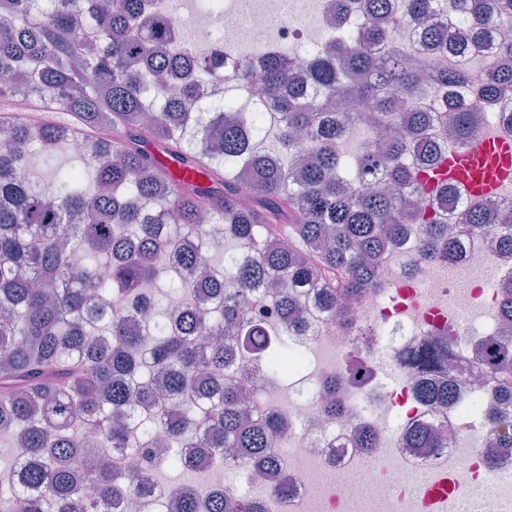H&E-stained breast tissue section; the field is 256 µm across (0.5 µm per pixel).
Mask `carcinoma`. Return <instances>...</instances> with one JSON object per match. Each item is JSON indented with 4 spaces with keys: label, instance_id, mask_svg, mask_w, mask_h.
<instances>
[{
    "label": "carcinoma",
    "instance_id": "carcinoma-1",
    "mask_svg": "<svg viewBox=\"0 0 512 512\" xmlns=\"http://www.w3.org/2000/svg\"><path fill=\"white\" fill-rule=\"evenodd\" d=\"M155 0H0V435L15 450L0 476V512H113L151 496L158 470L228 468L225 449L266 470L286 421L243 409L244 387L224 375L236 352L277 367L284 333L244 312L260 285L273 295L284 324H296L297 294L319 289L323 308L380 279L381 263L427 226L421 256L452 253L460 224L470 235H494L512 258V205L429 184L445 157L436 128L461 149L478 138L475 113L512 115V41H490L512 29V0H406L416 35L429 52L454 48L474 64L491 50L499 65L475 84L468 70L431 68L401 47L402 19L392 0H354L356 36L339 33L302 59L273 52L238 70L197 64L170 52L183 39L154 14ZM227 86L270 102L260 140L242 112L211 109L203 88ZM366 99L364 112L339 102ZM45 111L32 127L20 112ZM399 133L366 147L351 173L341 170L340 143L351 128ZM82 144L81 168L58 169L45 195L32 160ZM175 153L205 167L207 180L178 182L158 159ZM440 196L446 210L425 217L422 200ZM272 226L281 237L254 246ZM230 238L242 251L216 262ZM87 261L74 264L70 251ZM187 298L156 315L151 288L160 279ZM141 296L153 323L132 330L120 308ZM512 324V274L498 291ZM472 369L492 375L500 415H490L493 443L512 448V338L481 339ZM443 340L403 360L420 400L443 410L457 386L448 380ZM153 415L144 433L168 449L155 471L123 469L112 451L131 447L129 423ZM428 429L409 436L416 448L450 442ZM169 492L176 512H261L247 496Z\"/></svg>",
    "mask_w": 512,
    "mask_h": 512
}]
</instances>
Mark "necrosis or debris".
<instances>
[{
  "mask_svg": "<svg viewBox=\"0 0 512 512\" xmlns=\"http://www.w3.org/2000/svg\"><path fill=\"white\" fill-rule=\"evenodd\" d=\"M326 0H234L216 11L181 12L163 0L170 22L201 47L202 59L224 56L226 68L239 64L237 48H265L272 42L311 46L312 32L333 36L350 24L338 11L328 26ZM416 240H409L385 263L379 288L356 297L349 318L322 312L313 295L300 299L304 335L288 339L291 383L271 385L265 364L238 356L231 372L256 390L254 405L288 421L279 478L291 490L281 493L278 480H259L251 467L236 463L263 512H443L431 493L449 486L460 499L497 503L512 512V448L488 457L491 426L487 420L494 385L464 376L475 358L478 339L472 318H483L484 333L500 325L498 285L502 261L490 242L465 239L446 258L421 262ZM442 334L456 356L451 375L461 396L449 422L478 428V438L456 435L445 448H414L404 435L439 424V414L417 398L415 379L400 354ZM339 382L337 398L344 417L325 421V385ZM374 427V451L357 448L356 429Z\"/></svg>",
  "mask_w": 512,
  "mask_h": 512,
  "instance_id": "obj_1",
  "label": "necrosis or debris"
}]
</instances>
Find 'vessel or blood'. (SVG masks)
I'll return each instance as SVG.
<instances>
[{"instance_id": "b4317fda", "label": "vessel or blood", "mask_w": 512, "mask_h": 512, "mask_svg": "<svg viewBox=\"0 0 512 512\" xmlns=\"http://www.w3.org/2000/svg\"><path fill=\"white\" fill-rule=\"evenodd\" d=\"M163 165L177 180L204 178L200 167L183 164L174 155L164 158ZM438 177L460 185L473 195L498 192L504 185L512 184V141L479 139L465 150L449 153Z\"/></svg>"}]
</instances>
